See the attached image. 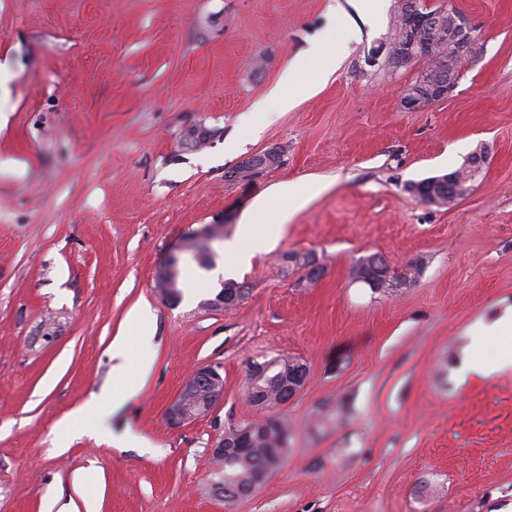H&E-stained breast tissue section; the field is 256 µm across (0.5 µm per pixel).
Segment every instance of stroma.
<instances>
[{
    "label": "stroma",
    "instance_id": "35a3bbf8",
    "mask_svg": "<svg viewBox=\"0 0 512 512\" xmlns=\"http://www.w3.org/2000/svg\"><path fill=\"white\" fill-rule=\"evenodd\" d=\"M447 4L483 51L447 98L400 105L419 65L391 73L397 0H0V512H502L512 503V371L460 376L470 329L512 309V0ZM347 43L315 94L255 112L325 33ZM190 126L209 133L183 145ZM279 148L263 176L225 180ZM488 160L463 198L405 185ZM302 183L303 206L286 190ZM289 212L286 223L275 220ZM272 246L240 267L246 298L205 307L224 245L246 222ZM223 223L214 270L189 264L169 304L154 272L202 225ZM421 260L413 284L353 282L362 257ZM323 278L307 283L298 257ZM149 307L156 362L116 370L112 342ZM290 357L309 380L280 414L288 455L248 499L212 486L210 446L262 417L253 363ZM224 402L180 428L165 410L198 367ZM99 421L63 426L92 397Z\"/></svg>",
    "mask_w": 512,
    "mask_h": 512
}]
</instances>
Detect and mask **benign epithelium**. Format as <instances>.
<instances>
[{
  "mask_svg": "<svg viewBox=\"0 0 512 512\" xmlns=\"http://www.w3.org/2000/svg\"><path fill=\"white\" fill-rule=\"evenodd\" d=\"M448 24V41L455 55L470 59L479 53L481 43L473 29L453 6L442 8L440 11L427 14L415 0L410 5V25L418 31L430 27H440ZM386 50L385 63L394 70L407 65L417 57L415 42H399L384 47ZM459 74L448 72V76L426 80L419 86L407 88L401 106L410 112L423 109L428 104L448 97L455 86ZM280 152L276 148L254 154L241 162V172L252 175L260 169L267 170L279 162ZM472 186H465L450 176L441 180L414 181L406 185V191L425 204H452L470 192ZM224 237V224H206L194 233L183 244L182 251L191 255L197 261H205L213 256L207 249L213 241ZM180 262L179 257H167L155 270L154 279L157 290L169 302H176L179 294L175 289V272ZM355 280L373 289L395 288L400 284L398 269L382 255L369 258L361 265V273ZM246 291L240 288L227 289L220 292L215 299L208 302L211 307L220 309L237 305L245 297ZM275 364L267 363L254 368L247 391L248 399L253 405L265 407V388L262 382L269 378ZM309 378V370L303 362L295 361V369L280 383L278 406L291 403L303 390ZM224 401V377L213 366H201L195 369L182 385L177 396L167 407V418L174 426H185L200 418L212 414L215 408ZM250 436V426L240 425L234 431L217 438L211 445L213 459L228 460L244 452ZM276 467L271 466L252 474L246 484L239 487L224 486L221 482H213L214 489L227 500H239L250 497L257 489L268 483Z\"/></svg>",
  "mask_w": 512,
  "mask_h": 512,
  "instance_id": "benign-epithelium-1",
  "label": "benign epithelium"
}]
</instances>
